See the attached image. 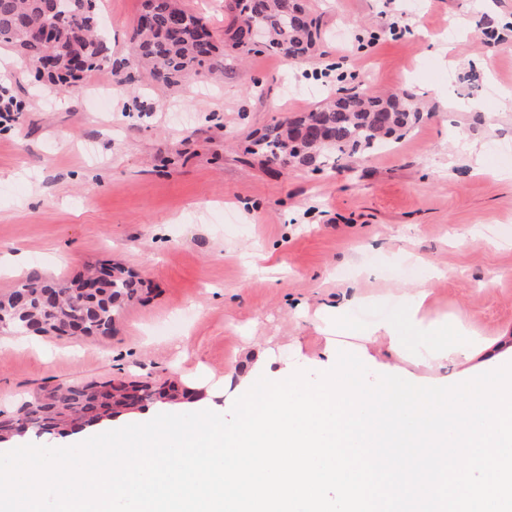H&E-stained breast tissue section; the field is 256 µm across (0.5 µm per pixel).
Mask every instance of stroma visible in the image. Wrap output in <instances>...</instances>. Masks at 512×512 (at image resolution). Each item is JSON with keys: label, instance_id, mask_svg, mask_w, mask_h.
Segmentation results:
<instances>
[{"label": "stroma", "instance_id": "obj_1", "mask_svg": "<svg viewBox=\"0 0 512 512\" xmlns=\"http://www.w3.org/2000/svg\"><path fill=\"white\" fill-rule=\"evenodd\" d=\"M112 64L80 92L34 83L0 47V78L25 109L0 126V294L39 273L71 278L120 263L143 279L112 335L93 341L0 332V413L42 384L110 379L215 387L231 409L246 354L273 351L316 374L325 343L308 317L358 296L336 341L392 357L367 325L405 309L420 283L430 321L464 323L473 342L512 337V0H311L324 38L291 64L224 57V74L177 86L129 79V39L143 0H102ZM460 28L449 34L448 21ZM469 69L447 64V47ZM405 93L428 114L392 148L321 174L245 155L254 130L310 110L328 93ZM473 246L459 251L458 234ZM409 381L489 371L416 364L400 324ZM151 404L82 434H26L0 452L70 447L158 415Z\"/></svg>", "mask_w": 512, "mask_h": 512}]
</instances>
